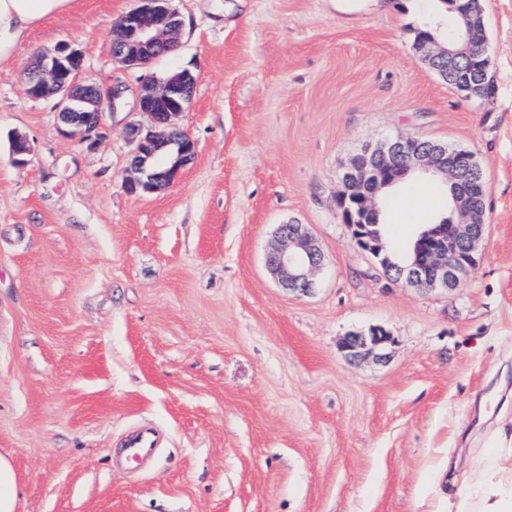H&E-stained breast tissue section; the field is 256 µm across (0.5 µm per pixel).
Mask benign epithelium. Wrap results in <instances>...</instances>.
I'll use <instances>...</instances> for the list:
<instances>
[{
  "label": "benign epithelium",
  "mask_w": 512,
  "mask_h": 512,
  "mask_svg": "<svg viewBox=\"0 0 512 512\" xmlns=\"http://www.w3.org/2000/svg\"><path fill=\"white\" fill-rule=\"evenodd\" d=\"M462 18L463 24L449 46L437 44L432 37L414 44L413 52L431 67L442 58L450 62L470 59L469 67L456 80L457 93L468 99L492 96L495 86L489 81L491 56L486 30L469 11H464ZM182 27V16L170 7L169 0H138V6L114 25L112 59L125 66L147 69L156 59L177 50ZM82 69L81 51L63 43L50 53L37 55L24 71V80L31 97L55 99L58 120L67 132L89 141L92 135L100 134L104 109L115 111L122 106L124 87L120 83L85 82L81 79ZM195 86L196 77L188 71L175 72L163 81L144 79L137 108L151 118L153 128H130L136 147L124 178L128 192L153 194L166 189L177 182L181 170L194 159L196 142L177 128L174 120L184 112ZM30 152L27 137L17 134L12 138L15 163L24 162ZM411 171L465 181L453 197L461 222L428 225L419 234L411 259L399 265L392 261L375 231L376 196ZM482 178L470 151L417 135L398 134L364 145L350 159L341 172L336 201L341 213L347 214V223L358 226L356 243L375 256L388 280L448 292L461 287L478 261L486 211L475 200L489 192ZM322 261V252L305 225H278L276 244L266 254V264L284 288L311 293L316 288L314 274ZM388 341L383 329L372 327L345 336L342 349L357 357L375 352Z\"/></svg>",
  "instance_id": "obj_1"
}]
</instances>
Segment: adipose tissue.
Returning a JSON list of instances; mask_svg holds the SVG:
<instances>
[{
	"instance_id": "obj_1",
	"label": "adipose tissue",
	"mask_w": 512,
	"mask_h": 512,
	"mask_svg": "<svg viewBox=\"0 0 512 512\" xmlns=\"http://www.w3.org/2000/svg\"><path fill=\"white\" fill-rule=\"evenodd\" d=\"M72 2L0 0V65L14 58L35 25L64 13ZM455 512H512V448L501 447L492 453L476 492L457 494Z\"/></svg>"
}]
</instances>
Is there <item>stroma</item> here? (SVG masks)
<instances>
[{"label": "stroma", "mask_w": 512, "mask_h": 512, "mask_svg": "<svg viewBox=\"0 0 512 512\" xmlns=\"http://www.w3.org/2000/svg\"><path fill=\"white\" fill-rule=\"evenodd\" d=\"M136 0H73L0 66V454L18 512H427L470 487L512 435V0H483L496 86L461 99L412 50L433 0H172L179 49L112 59ZM71 43L89 82L121 83L95 144L30 97L36 53ZM197 78L179 127L197 154L158 194L124 187L143 74ZM417 134L475 154L488 225L462 288L385 280L336 206L363 144ZM32 151L23 164L13 135ZM429 204L412 206L418 194ZM404 254L447 211L443 184L384 199ZM323 253L298 296L265 265L277 225ZM380 326L388 356L351 359ZM153 466L112 459L133 427ZM389 341L388 334L379 327L368 331L353 332L345 336L342 349L352 357H358L364 352L373 353Z\"/></svg>", "instance_id": "obj_1"}]
</instances>
